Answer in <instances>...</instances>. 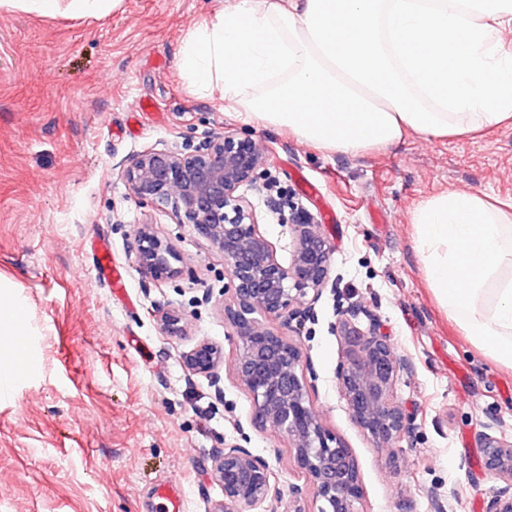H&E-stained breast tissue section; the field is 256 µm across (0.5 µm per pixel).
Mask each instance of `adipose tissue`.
Listing matches in <instances>:
<instances>
[{"instance_id":"adipose-tissue-1","label":"adipose tissue","mask_w":512,"mask_h":512,"mask_svg":"<svg viewBox=\"0 0 512 512\" xmlns=\"http://www.w3.org/2000/svg\"><path fill=\"white\" fill-rule=\"evenodd\" d=\"M512 0H235L181 52L197 91L338 153L512 124ZM448 317L512 367V210L447 190L412 212Z\"/></svg>"}]
</instances>
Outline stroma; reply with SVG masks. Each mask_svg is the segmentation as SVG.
Listing matches in <instances>:
<instances>
[{
    "label": "stroma",
    "mask_w": 512,
    "mask_h": 512,
    "mask_svg": "<svg viewBox=\"0 0 512 512\" xmlns=\"http://www.w3.org/2000/svg\"><path fill=\"white\" fill-rule=\"evenodd\" d=\"M232 0H122L93 18L0 7V310L26 309L24 373L0 393V512H159L153 489L179 490L184 512H213L224 493L212 458L249 449L268 461L279 496L253 512H317L292 442L258 426L235 376L239 353L224 323V258L192 226L139 203L122 170L147 149L188 152L227 132L266 147L257 188L242 187L258 231L288 264L284 221L267 207L293 196L332 249L335 290L288 335L310 362L311 399L356 462L357 512H485L502 483L480 457L485 434L512 439V368L495 363L451 321L427 284L413 209L448 189L512 205V126L479 137L408 135L388 149L319 150L248 119L219 92L196 93L181 50L196 24ZM152 114L133 117L138 101ZM172 246L178 276L156 281L136 262L142 224ZM105 241L127 271L115 295L95 270ZM364 310L407 356L394 400L415 429L377 446L352 420L336 369L355 351L339 327ZM182 313L167 335L161 312ZM207 340L223 350L219 381L189 373L181 355Z\"/></svg>",
    "instance_id": "1"
}]
</instances>
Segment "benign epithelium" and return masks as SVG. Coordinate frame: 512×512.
I'll use <instances>...</instances> for the list:
<instances>
[{
  "label": "benign epithelium",
  "mask_w": 512,
  "mask_h": 512,
  "mask_svg": "<svg viewBox=\"0 0 512 512\" xmlns=\"http://www.w3.org/2000/svg\"><path fill=\"white\" fill-rule=\"evenodd\" d=\"M267 155L247 136L226 133L192 152L147 150L132 156L123 167L134 195L157 209L169 210L179 224H189L224 256L233 287L232 303L224 306V321L236 336L238 381L251 394L254 420L283 433L294 445L297 463L323 502L318 512H355L360 478L350 450L333 438L310 400L311 385L304 374L307 358L297 344L264 327L258 317L298 324L313 316L325 288H336L331 278V248L313 219L293 216L291 260L281 265L272 246L256 230L252 203L239 189L256 183ZM139 270L155 280L172 278L180 270L172 247L143 225L136 237ZM312 295L310 304L296 303ZM341 329L355 336L357 357L340 365L336 380L353 421L376 444L414 430V419L393 401L400 373L409 369L375 322L364 331L350 323L361 314L352 304L343 310ZM223 351L200 341L182 354V363L195 375L216 377ZM483 467L504 483L489 501L486 512H512V440L487 434L483 439ZM216 481L224 501L214 512H252L258 503L280 491L271 486L269 463L249 449L232 446L213 459Z\"/></svg>",
  "instance_id": "obj_1"
}]
</instances>
